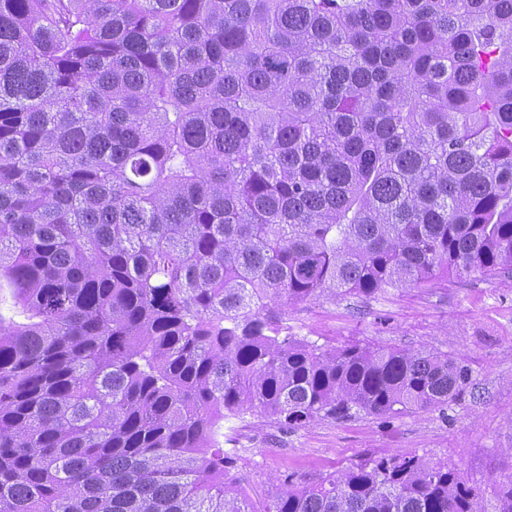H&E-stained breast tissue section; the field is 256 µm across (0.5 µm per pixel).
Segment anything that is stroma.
<instances>
[{"label": "stroma", "instance_id": "obj_1", "mask_svg": "<svg viewBox=\"0 0 512 512\" xmlns=\"http://www.w3.org/2000/svg\"><path fill=\"white\" fill-rule=\"evenodd\" d=\"M288 327L318 344L425 347L458 356L469 363L474 385L444 411L396 419L362 414L288 433L257 416L225 422L237 450L229 475L252 502L267 501L284 475L312 480L386 453L456 463L489 499L495 481L512 475V277L476 272L369 299L307 301L290 309Z\"/></svg>", "mask_w": 512, "mask_h": 512}]
</instances>
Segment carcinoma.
<instances>
[{"mask_svg": "<svg viewBox=\"0 0 512 512\" xmlns=\"http://www.w3.org/2000/svg\"><path fill=\"white\" fill-rule=\"evenodd\" d=\"M472 272L512 274V0H0V512H488L411 452L257 506L220 441L445 410L465 359L288 310Z\"/></svg>", "mask_w": 512, "mask_h": 512, "instance_id": "obj_1", "label": "carcinoma"}]
</instances>
